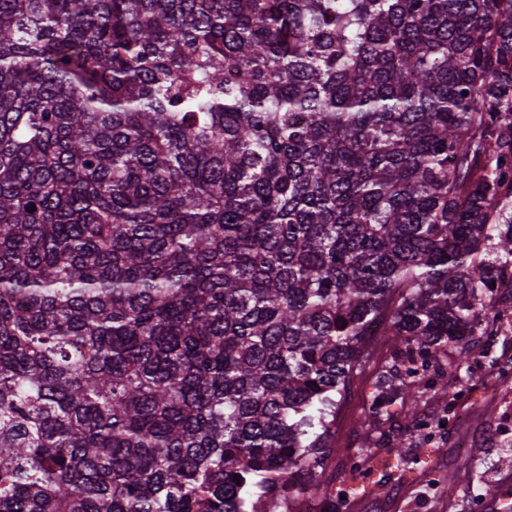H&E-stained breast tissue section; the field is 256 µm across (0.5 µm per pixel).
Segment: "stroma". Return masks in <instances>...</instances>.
Returning a JSON list of instances; mask_svg holds the SVG:
<instances>
[{"label":"stroma","mask_w":512,"mask_h":512,"mask_svg":"<svg viewBox=\"0 0 512 512\" xmlns=\"http://www.w3.org/2000/svg\"><path fill=\"white\" fill-rule=\"evenodd\" d=\"M492 297L504 311L495 324L493 343L471 337L474 353L463 365L455 347L437 355L446 379L466 375L462 393L438 399L425 392L407 401L404 413L364 429L358 421L380 372L395 357L391 342L376 339L341 400L336 456L327 461L304 498L277 512H304L308 498L319 503L320 512H512V467L500 463L501 457L512 454V291L498 288ZM422 418L432 432L425 446L412 427ZM398 444L406 446L408 455H423V463L388 470L343 506L331 507L328 489L343 484L356 460L388 458Z\"/></svg>","instance_id":"stroma-1"}]
</instances>
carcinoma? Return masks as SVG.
<instances>
[{
  "label": "carcinoma",
  "instance_id": "carcinoma-1",
  "mask_svg": "<svg viewBox=\"0 0 512 512\" xmlns=\"http://www.w3.org/2000/svg\"><path fill=\"white\" fill-rule=\"evenodd\" d=\"M508 265L512 0H0V512L297 498Z\"/></svg>",
  "mask_w": 512,
  "mask_h": 512
}]
</instances>
